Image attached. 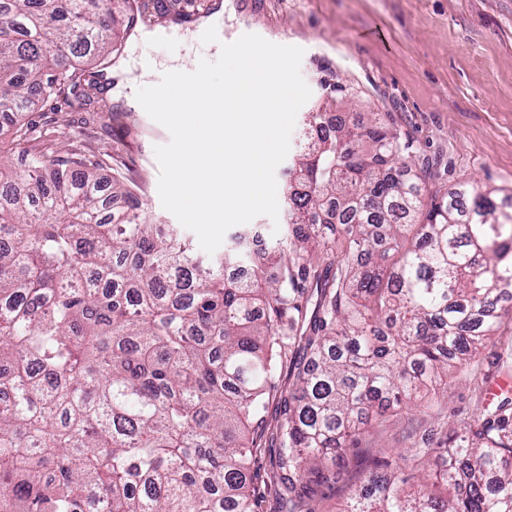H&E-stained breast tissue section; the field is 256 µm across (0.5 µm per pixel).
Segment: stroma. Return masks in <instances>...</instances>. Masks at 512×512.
Listing matches in <instances>:
<instances>
[{"label":"stroma","mask_w":512,"mask_h":512,"mask_svg":"<svg viewBox=\"0 0 512 512\" xmlns=\"http://www.w3.org/2000/svg\"><path fill=\"white\" fill-rule=\"evenodd\" d=\"M219 8L223 42L255 33L302 48L300 70L311 102L340 85L349 104L338 115H354L363 126L383 119L411 141L408 162L427 191L442 193L469 180L512 217V0H146L118 58L131 77L125 96L110 93L98 67L85 66L90 111L49 100L42 111L25 115L22 129H0V142L17 154L33 153L43 147L35 132L50 130L52 148L100 157L104 180H134L145 210L175 223L160 202L154 154L170 134L127 98L158 83L164 72H190L199 59L216 60L221 42L199 35L194 24ZM157 28L163 36L139 41V30ZM511 341L507 320L478 356L449 371L442 418L455 424L475 416L487 405L490 386L512 384V372L500 370L496 360ZM411 424L429 447L445 437L416 410L373 421L359 436L358 455L341 465L339 481L319 492L316 512H338L381 460L404 452L401 439Z\"/></svg>","instance_id":"obj_1"}]
</instances>
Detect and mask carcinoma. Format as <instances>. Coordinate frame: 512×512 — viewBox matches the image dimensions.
I'll return each instance as SVG.
<instances>
[{"mask_svg":"<svg viewBox=\"0 0 512 512\" xmlns=\"http://www.w3.org/2000/svg\"><path fill=\"white\" fill-rule=\"evenodd\" d=\"M133 20L0 0V123L51 95L82 106L77 65L109 66ZM303 140L291 228L211 260L112 208L134 188L100 160L0 146V512H259L267 433L278 512H314L372 415L447 396L448 362L502 317L512 226L468 181L424 199L382 122L310 112ZM339 512H512V398L383 462Z\"/></svg>","mask_w":512,"mask_h":512,"instance_id":"obj_1","label":"carcinoma"}]
</instances>
